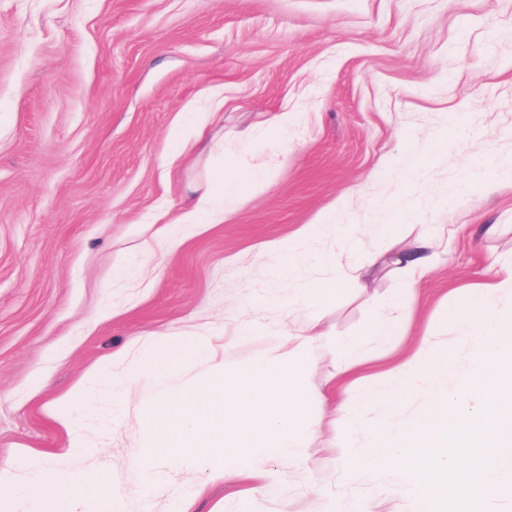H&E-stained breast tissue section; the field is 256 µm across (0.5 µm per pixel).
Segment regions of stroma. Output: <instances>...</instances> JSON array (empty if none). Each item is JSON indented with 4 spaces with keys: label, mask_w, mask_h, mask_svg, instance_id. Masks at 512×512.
<instances>
[{
    "label": "stroma",
    "mask_w": 512,
    "mask_h": 512,
    "mask_svg": "<svg viewBox=\"0 0 512 512\" xmlns=\"http://www.w3.org/2000/svg\"><path fill=\"white\" fill-rule=\"evenodd\" d=\"M211 91L223 109L165 166L174 125ZM224 163L267 171L265 189L223 223H178ZM307 224V260L287 268L277 245ZM420 235L440 255L424 279L385 268L316 314L296 306L301 284ZM496 259L512 260V0H0V464L47 457L87 495L111 478L121 512H409L396 470L366 475L341 451L380 408L352 427L338 408L359 374L398 391L392 367L423 342L466 373L453 312ZM398 294L399 334L369 335ZM312 322L328 334L316 452L265 460L275 486L182 468L146 491L130 462L155 395L145 377L74 412L89 447L57 419L145 335L202 330L235 372ZM353 338L360 367L337 373Z\"/></svg>",
    "instance_id": "1"
}]
</instances>
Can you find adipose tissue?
Returning <instances> with one entry per match:
<instances>
[{"label":"adipose tissue","mask_w":512,"mask_h":512,"mask_svg":"<svg viewBox=\"0 0 512 512\" xmlns=\"http://www.w3.org/2000/svg\"><path fill=\"white\" fill-rule=\"evenodd\" d=\"M235 171L215 175L204 190L187 201L178 217L182 224H220L224 221V193L238 189ZM438 253L432 239L418 237L395 253L391 264L411 279H420L434 269ZM376 264L356 265L350 277L320 280L301 290L304 302L317 304L330 291L348 285L367 287ZM119 496L105 489L97 500L76 490V476L69 469L37 457H22L0 465V512H115Z\"/></svg>","instance_id":"obj_1"}]
</instances>
